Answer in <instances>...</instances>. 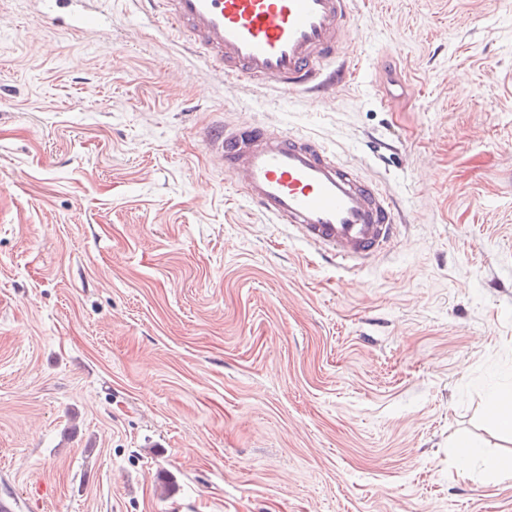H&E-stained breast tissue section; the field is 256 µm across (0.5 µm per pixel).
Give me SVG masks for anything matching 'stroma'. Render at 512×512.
<instances>
[{
    "label": "stroma",
    "mask_w": 512,
    "mask_h": 512,
    "mask_svg": "<svg viewBox=\"0 0 512 512\" xmlns=\"http://www.w3.org/2000/svg\"><path fill=\"white\" fill-rule=\"evenodd\" d=\"M0 0V498L15 512H512L461 478L512 390V0H352L351 75L262 97L143 0ZM335 146L401 219L365 268L206 139ZM485 412L504 431L512 434V395L490 392L485 401Z\"/></svg>",
    "instance_id": "stroma-1"
}]
</instances>
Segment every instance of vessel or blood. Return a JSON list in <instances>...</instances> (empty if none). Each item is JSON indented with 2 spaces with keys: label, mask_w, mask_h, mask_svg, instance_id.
<instances>
[{
  "label": "vessel or blood",
  "mask_w": 512,
  "mask_h": 512,
  "mask_svg": "<svg viewBox=\"0 0 512 512\" xmlns=\"http://www.w3.org/2000/svg\"><path fill=\"white\" fill-rule=\"evenodd\" d=\"M192 53L255 92L325 94L349 76L341 49L351 0H148ZM247 200L298 239L360 269L398 235L393 200L310 135L224 126L210 142Z\"/></svg>",
  "instance_id": "b4317fda"
}]
</instances>
